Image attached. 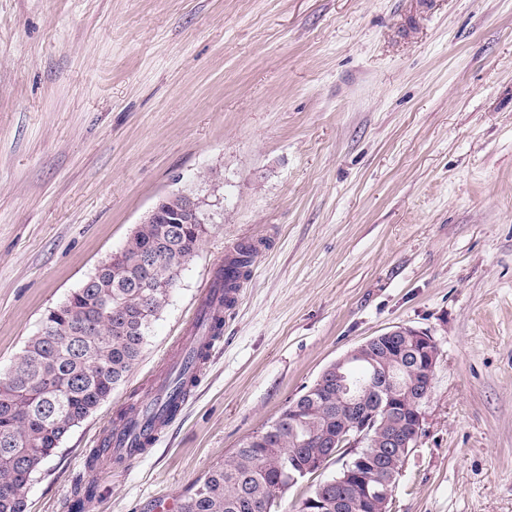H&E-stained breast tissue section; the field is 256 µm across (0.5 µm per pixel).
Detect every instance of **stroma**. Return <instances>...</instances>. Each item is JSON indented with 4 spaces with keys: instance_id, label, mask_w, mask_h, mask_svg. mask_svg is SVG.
I'll use <instances>...</instances> for the list:
<instances>
[{
    "instance_id": "1",
    "label": "stroma",
    "mask_w": 512,
    "mask_h": 512,
    "mask_svg": "<svg viewBox=\"0 0 512 512\" xmlns=\"http://www.w3.org/2000/svg\"><path fill=\"white\" fill-rule=\"evenodd\" d=\"M177 192L208 231L26 512H69L243 238L262 248L182 414L81 512L174 507L401 325L440 355L393 512H512V0H0V378Z\"/></svg>"
}]
</instances>
